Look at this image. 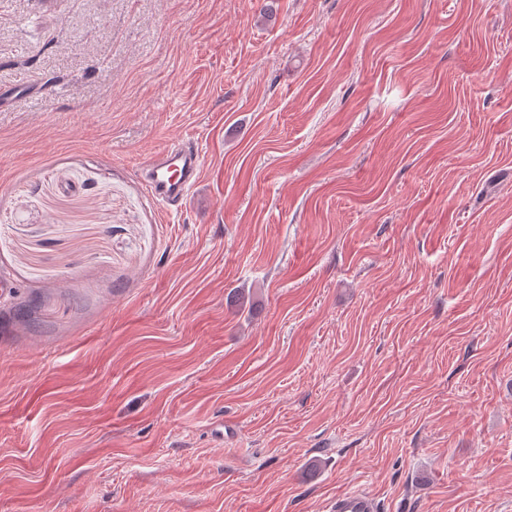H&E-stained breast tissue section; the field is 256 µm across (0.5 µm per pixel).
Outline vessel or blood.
I'll list each match as a JSON object with an SVG mask.
<instances>
[{
	"label": "vessel or blood",
	"instance_id": "1",
	"mask_svg": "<svg viewBox=\"0 0 512 512\" xmlns=\"http://www.w3.org/2000/svg\"><path fill=\"white\" fill-rule=\"evenodd\" d=\"M201 170V155L189 144L171 146L144 166L147 188L157 201L180 207L188 191L196 184ZM328 512H379L376 497L365 490L336 494Z\"/></svg>",
	"mask_w": 512,
	"mask_h": 512
}]
</instances>
